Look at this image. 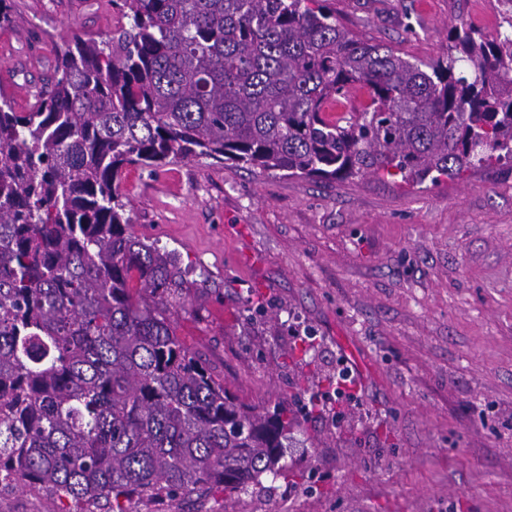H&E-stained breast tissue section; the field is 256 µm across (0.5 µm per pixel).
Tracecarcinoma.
<instances>
[{
	"label": "carcinoma",
	"instance_id": "1",
	"mask_svg": "<svg viewBox=\"0 0 512 512\" xmlns=\"http://www.w3.org/2000/svg\"><path fill=\"white\" fill-rule=\"evenodd\" d=\"M105 39L54 44L49 83L0 101V492L80 512L224 497L277 477L297 417L232 394L173 317L209 274L130 231L125 165L231 161L286 177L437 183L512 162V17L428 65L317 0H112ZM470 70L471 78L456 76ZM365 86L337 120L330 104Z\"/></svg>",
	"mask_w": 512,
	"mask_h": 512
}]
</instances>
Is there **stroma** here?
<instances>
[{"mask_svg": "<svg viewBox=\"0 0 512 512\" xmlns=\"http://www.w3.org/2000/svg\"><path fill=\"white\" fill-rule=\"evenodd\" d=\"M351 34L428 65L465 23L492 36L495 0H328ZM0 92L24 108L55 43L107 37L111 0H13ZM117 182L138 236L210 275L178 337L248 402L301 411L325 386L291 358L311 329L318 377L343 369V417L301 416L284 478L132 512H512V167L418 186L328 184L205 159L128 166ZM265 313L249 319L252 303Z\"/></svg>", "mask_w": 512, "mask_h": 512, "instance_id": "stroma-1", "label": "stroma"}]
</instances>
